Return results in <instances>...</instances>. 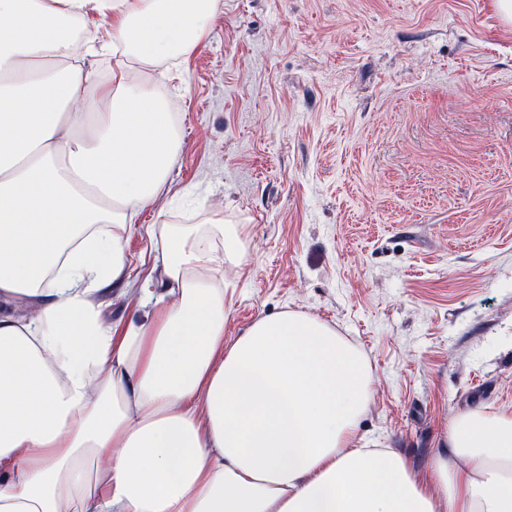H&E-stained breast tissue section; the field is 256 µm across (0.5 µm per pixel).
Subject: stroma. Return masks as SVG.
I'll return each mask as SVG.
<instances>
[{
  "mask_svg": "<svg viewBox=\"0 0 512 512\" xmlns=\"http://www.w3.org/2000/svg\"><path fill=\"white\" fill-rule=\"evenodd\" d=\"M140 80L180 148L124 241L142 318L162 288L153 224L200 208L249 227L224 271L233 341L289 309L366 357L355 445L425 471L450 422L512 415V22L495 0H223L198 47Z\"/></svg>",
  "mask_w": 512,
  "mask_h": 512,
  "instance_id": "obj_1",
  "label": "stroma"
}]
</instances>
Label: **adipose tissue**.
Segmentation results:
<instances>
[{
  "mask_svg": "<svg viewBox=\"0 0 512 512\" xmlns=\"http://www.w3.org/2000/svg\"><path fill=\"white\" fill-rule=\"evenodd\" d=\"M221 6L0 0V512H512L511 415L457 416L419 473L353 447L372 372L329 324L284 310L225 343L246 225H154L163 292L104 319L179 150L131 69L187 58ZM137 299V293L124 294L122 288H112V283L98 294V301L105 306V313L112 322L125 323L142 318Z\"/></svg>",
  "mask_w": 512,
  "mask_h": 512,
  "instance_id": "adipose-tissue-1",
  "label": "adipose tissue"
}]
</instances>
